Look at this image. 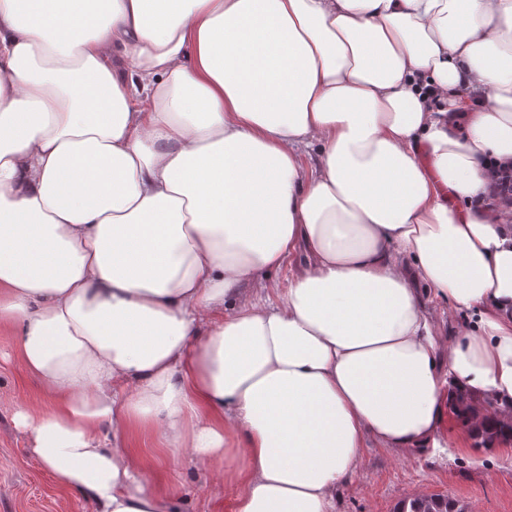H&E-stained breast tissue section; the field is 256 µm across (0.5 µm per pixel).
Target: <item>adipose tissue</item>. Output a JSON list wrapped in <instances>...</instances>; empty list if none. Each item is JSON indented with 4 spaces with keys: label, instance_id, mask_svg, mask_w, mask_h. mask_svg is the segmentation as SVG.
<instances>
[{
    "label": "adipose tissue",
    "instance_id": "1",
    "mask_svg": "<svg viewBox=\"0 0 512 512\" xmlns=\"http://www.w3.org/2000/svg\"><path fill=\"white\" fill-rule=\"evenodd\" d=\"M510 160L512 0H0V324L50 398L15 427L94 512H179L136 429L234 512H334L454 392L512 424ZM489 198L498 200L502 206L512 204V163L493 165L491 182L488 186ZM306 264V255L304 251H298L286 264L278 271L271 274V279L275 281L278 288H287L288 283L300 268ZM444 306V305H443ZM448 308L451 306H444L445 314H441V310L438 311V332L440 336H449L456 332V329L461 328L467 321L466 310H452L448 317ZM449 318V320H448Z\"/></svg>",
    "mask_w": 512,
    "mask_h": 512
}]
</instances>
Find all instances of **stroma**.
Returning a JSON list of instances; mask_svg holds the SVG:
<instances>
[{
  "label": "stroma",
  "mask_w": 512,
  "mask_h": 512,
  "mask_svg": "<svg viewBox=\"0 0 512 512\" xmlns=\"http://www.w3.org/2000/svg\"><path fill=\"white\" fill-rule=\"evenodd\" d=\"M16 347L15 337L0 330V512H92L55 482L12 422L16 403L36 409L43 401L42 386L17 362ZM441 440L444 455L364 449L359 476L336 495V512H395L417 495L453 499L467 512H512V444L476 447L469 427L451 415ZM137 447L158 480L177 487L182 512H233L235 487H215L210 472L173 458L157 435L142 437Z\"/></svg>",
  "instance_id": "1"
}]
</instances>
